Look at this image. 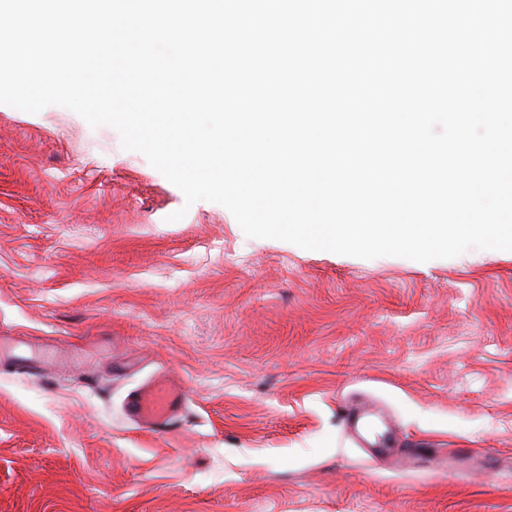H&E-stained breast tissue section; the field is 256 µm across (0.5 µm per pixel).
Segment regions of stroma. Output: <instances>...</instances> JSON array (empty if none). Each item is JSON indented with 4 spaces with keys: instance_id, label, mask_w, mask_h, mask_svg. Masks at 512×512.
<instances>
[{
    "instance_id": "obj_1",
    "label": "stroma",
    "mask_w": 512,
    "mask_h": 512,
    "mask_svg": "<svg viewBox=\"0 0 512 512\" xmlns=\"http://www.w3.org/2000/svg\"><path fill=\"white\" fill-rule=\"evenodd\" d=\"M158 380L163 433L125 413ZM348 407L431 447L377 458ZM0 512H512V251L250 238L113 128L0 104ZM184 399L180 388L161 381L133 394L127 401L126 412L141 428L163 432L178 417Z\"/></svg>"
}]
</instances>
